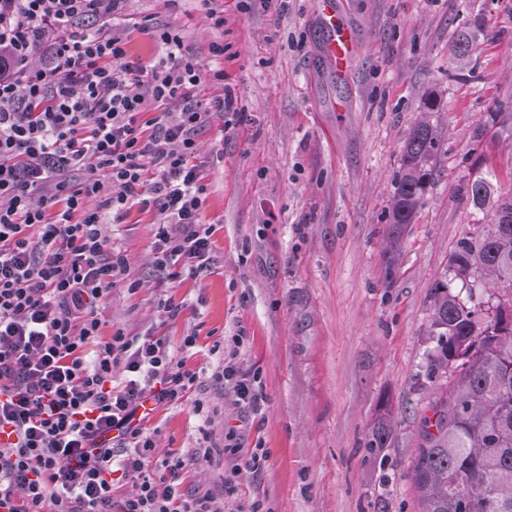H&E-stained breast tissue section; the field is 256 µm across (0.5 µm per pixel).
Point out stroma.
Masks as SVG:
<instances>
[{
	"label": "stroma",
	"mask_w": 512,
	"mask_h": 512,
	"mask_svg": "<svg viewBox=\"0 0 512 512\" xmlns=\"http://www.w3.org/2000/svg\"><path fill=\"white\" fill-rule=\"evenodd\" d=\"M356 33L347 79L321 53L318 0H220L224 28H211L199 0H127L119 29L132 58L148 62L149 27L180 26L206 57L223 40L224 82L244 108L199 136L210 185L204 220L209 261L195 276L169 278L151 252L154 212L132 208L107 231L127 274L104 300L103 336L124 330L194 347L186 366L206 388L155 411L158 454L209 446V463L182 492L209 491L220 512L253 498L266 512H421L406 473L419 419L438 384L420 367L429 341L431 293L458 241L483 235L488 218L467 201L469 179L512 181V133L476 138L489 108L512 101V0H337ZM477 40L457 56L461 35ZM434 106L437 172L398 253L389 247L390 203L408 133ZM185 308L169 319L158 306ZM244 371L256 374L261 413L242 415L210 376L238 329ZM391 417L389 445L365 448L372 425ZM238 447L263 448L259 474L224 472ZM237 447V448H238Z\"/></svg>",
	"instance_id": "35a3bbf8"
}]
</instances>
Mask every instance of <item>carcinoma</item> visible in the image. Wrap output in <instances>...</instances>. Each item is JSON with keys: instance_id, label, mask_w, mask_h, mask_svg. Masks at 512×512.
Instances as JSON below:
<instances>
[{"instance_id": "obj_1", "label": "carcinoma", "mask_w": 512, "mask_h": 512, "mask_svg": "<svg viewBox=\"0 0 512 512\" xmlns=\"http://www.w3.org/2000/svg\"><path fill=\"white\" fill-rule=\"evenodd\" d=\"M433 107L410 130L401 153L400 175L391 203L389 239L423 205L437 161ZM512 120L506 104L487 113L476 130L504 127ZM468 201L487 211V232L464 238L454 251L450 275L436 281L427 329L426 375L440 382L420 419V442L409 472L423 512H512V299L492 303L477 288L499 282L512 296V188L487 177L467 182ZM461 288L450 291L452 281ZM454 377L453 384L446 383ZM392 424L383 418L369 432L368 449L387 447Z\"/></svg>"}]
</instances>
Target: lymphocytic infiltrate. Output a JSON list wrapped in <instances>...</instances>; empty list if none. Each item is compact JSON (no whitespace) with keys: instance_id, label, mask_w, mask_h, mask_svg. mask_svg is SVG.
Wrapping results in <instances>:
<instances>
[{"instance_id":"1","label":"lymphocytic infiltrate","mask_w":512,"mask_h":512,"mask_svg":"<svg viewBox=\"0 0 512 512\" xmlns=\"http://www.w3.org/2000/svg\"><path fill=\"white\" fill-rule=\"evenodd\" d=\"M126 0H0V512H216L207 491L183 495L210 448L156 455L153 408L182 403L198 372L163 340L115 331L102 339L100 302L126 272L104 231L132 206L156 211L154 262L197 274L207 260L208 185L200 131L237 114L232 89L173 26L160 51L130 58L114 29ZM233 351L214 381L243 412L262 410L254 378ZM123 379H116L115 370ZM137 480L114 500L116 475Z\"/></svg>"}]
</instances>
